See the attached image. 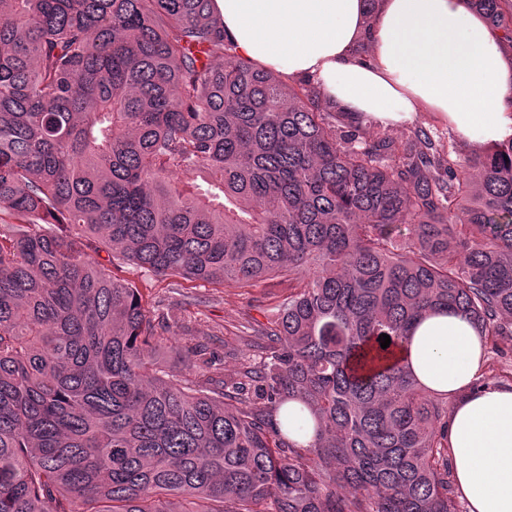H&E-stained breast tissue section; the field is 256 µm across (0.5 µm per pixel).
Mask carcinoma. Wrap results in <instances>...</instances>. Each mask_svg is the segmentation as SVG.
<instances>
[{
  "instance_id": "carcinoma-1",
  "label": "carcinoma",
  "mask_w": 512,
  "mask_h": 512,
  "mask_svg": "<svg viewBox=\"0 0 512 512\" xmlns=\"http://www.w3.org/2000/svg\"><path fill=\"white\" fill-rule=\"evenodd\" d=\"M89 248L288 295L235 376L174 371ZM434 310L512 344V139L368 131L213 0H0V512H460L448 398L395 359Z\"/></svg>"
}]
</instances>
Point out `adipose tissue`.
<instances>
[{"instance_id":"1","label":"adipose tissue","mask_w":512,"mask_h":512,"mask_svg":"<svg viewBox=\"0 0 512 512\" xmlns=\"http://www.w3.org/2000/svg\"><path fill=\"white\" fill-rule=\"evenodd\" d=\"M238 55L375 125L432 113L474 148L512 139V52L470 0H215ZM368 56H360L359 46ZM485 340L466 318L430 312L399 361L447 395L455 492L467 512H512V386L475 389Z\"/></svg>"}]
</instances>
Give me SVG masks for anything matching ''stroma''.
<instances>
[{
  "label": "stroma",
  "instance_id": "stroma-1",
  "mask_svg": "<svg viewBox=\"0 0 512 512\" xmlns=\"http://www.w3.org/2000/svg\"><path fill=\"white\" fill-rule=\"evenodd\" d=\"M113 276L148 290L164 315L169 332L158 348L175 369L190 362L220 360L225 374L235 373L256 352L250 322L271 315L279 285L253 288L200 286L179 278L143 273L130 265L113 268Z\"/></svg>",
  "mask_w": 512,
  "mask_h": 512
}]
</instances>
